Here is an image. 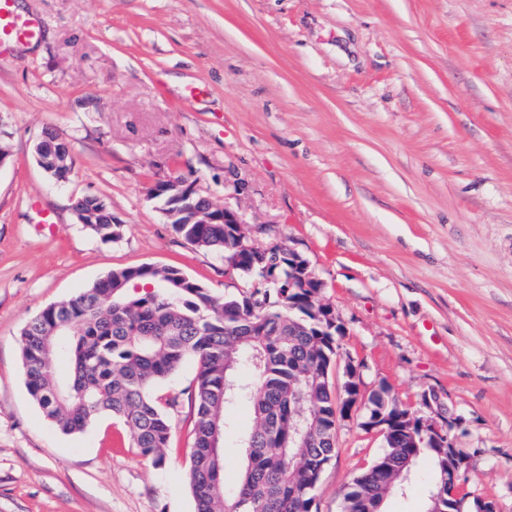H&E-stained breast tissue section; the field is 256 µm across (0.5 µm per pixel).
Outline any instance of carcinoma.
Wrapping results in <instances>:
<instances>
[{"instance_id": "carcinoma-1", "label": "carcinoma", "mask_w": 512, "mask_h": 512, "mask_svg": "<svg viewBox=\"0 0 512 512\" xmlns=\"http://www.w3.org/2000/svg\"><path fill=\"white\" fill-rule=\"evenodd\" d=\"M86 227L103 241L120 236L112 211L84 199ZM186 241L220 257L236 245L222 224H174ZM258 286L239 298L218 299L182 272L142 267L114 270L75 297L31 318L20 334L29 396L65 435L84 432L99 416L118 417L154 466L167 462L171 418L152 388L193 360L194 451L190 485L196 512H316L315 490L336 451L341 400L324 379L336 356V334L308 328L315 315L286 288H270L259 268ZM134 281L152 291L129 292ZM68 363L60 375L52 365ZM372 393L371 413L409 417L386 395ZM248 409L252 426L238 433L243 448L234 490L224 491V454L214 434L234 427L232 412ZM395 432L385 452L355 477L342 512H382L423 459L432 480L425 512H448V449L407 446Z\"/></svg>"}]
</instances>
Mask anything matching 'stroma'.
Instances as JSON below:
<instances>
[{
	"label": "stroma",
	"instance_id": "35a3bbf8",
	"mask_svg": "<svg viewBox=\"0 0 512 512\" xmlns=\"http://www.w3.org/2000/svg\"><path fill=\"white\" fill-rule=\"evenodd\" d=\"M23 4L40 35L0 56V512H195V362L153 390L173 425L158 468L120 419L60 433L20 349L28 320L116 269L175 267L220 299L255 285L174 232L150 194L171 176L299 253L362 394L426 418L437 393L463 512H512V0ZM48 132L73 158L61 184L36 161ZM84 197L117 240L78 222ZM366 422L341 421L318 512L383 452ZM84 206L90 215L87 217L88 224H84L79 219L80 223L93 231L103 241H114L120 236V225L112 224V211L106 207L101 206L95 198H85Z\"/></svg>",
	"mask_w": 512,
	"mask_h": 512
}]
</instances>
